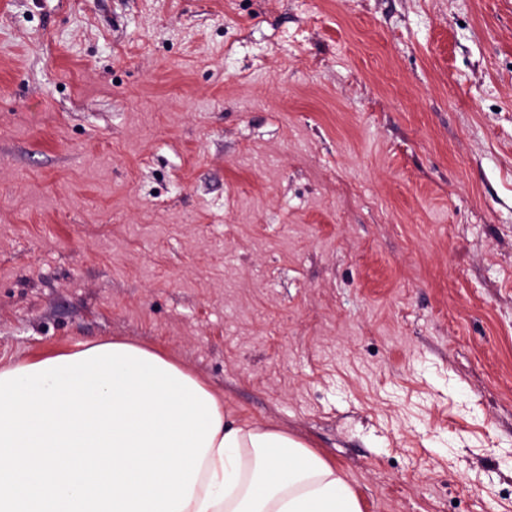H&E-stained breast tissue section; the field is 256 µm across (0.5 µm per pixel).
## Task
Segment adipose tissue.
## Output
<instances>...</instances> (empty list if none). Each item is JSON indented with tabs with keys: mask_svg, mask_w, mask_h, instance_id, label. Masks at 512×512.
<instances>
[{
	"mask_svg": "<svg viewBox=\"0 0 512 512\" xmlns=\"http://www.w3.org/2000/svg\"><path fill=\"white\" fill-rule=\"evenodd\" d=\"M183 512H362L342 475L287 431L222 416Z\"/></svg>",
	"mask_w": 512,
	"mask_h": 512,
	"instance_id": "ef3b65f1",
	"label": "adipose tissue"
}]
</instances>
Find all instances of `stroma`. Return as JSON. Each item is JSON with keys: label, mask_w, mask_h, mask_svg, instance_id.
<instances>
[{"label": "stroma", "mask_w": 512, "mask_h": 512, "mask_svg": "<svg viewBox=\"0 0 512 512\" xmlns=\"http://www.w3.org/2000/svg\"><path fill=\"white\" fill-rule=\"evenodd\" d=\"M112 340L512 512V0H0V368Z\"/></svg>", "instance_id": "obj_1"}]
</instances>
